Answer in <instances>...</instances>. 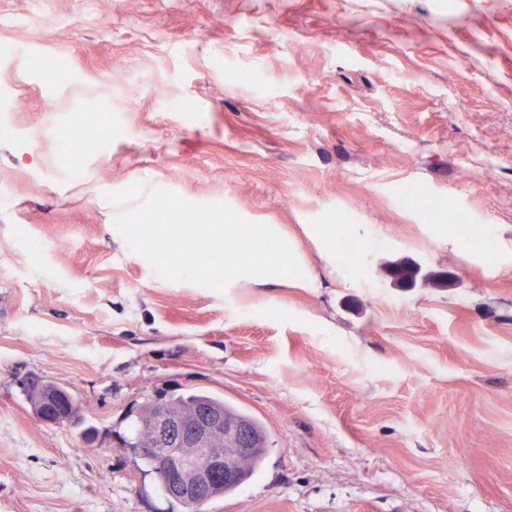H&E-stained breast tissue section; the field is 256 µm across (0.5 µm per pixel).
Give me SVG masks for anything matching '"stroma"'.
<instances>
[{"label":"stroma","instance_id":"35a3bbf8","mask_svg":"<svg viewBox=\"0 0 512 512\" xmlns=\"http://www.w3.org/2000/svg\"><path fill=\"white\" fill-rule=\"evenodd\" d=\"M89 93L120 134L74 180ZM155 188L277 225L309 286L160 278L114 226ZM195 390L271 437L204 512H512V0H0V512H184L126 437ZM86 112H97L86 109L83 112L72 114L68 125L64 128V142L66 151V169L73 175H77L83 166L86 153L101 151L104 144L98 136H90L86 129ZM65 398V401L59 396H55L54 405L56 406V413L55 416H53V412H49L48 414L41 413L42 419L45 421L52 422V420H64L56 422V424L64 425V422H68L67 424H73L80 419V403L78 399L73 396L70 392H67L63 395ZM66 402V403H65ZM70 408L71 411V417L69 416V411L67 410V406ZM70 417V418H69ZM69 418V419H68Z\"/></svg>","mask_w":512,"mask_h":512}]
</instances>
